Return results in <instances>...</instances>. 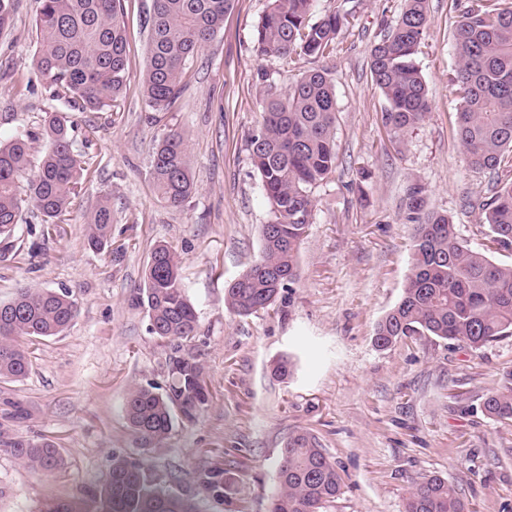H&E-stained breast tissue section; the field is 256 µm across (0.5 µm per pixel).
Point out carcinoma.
Instances as JSON below:
<instances>
[{
    "instance_id": "carcinoma-1",
    "label": "carcinoma",
    "mask_w": 512,
    "mask_h": 512,
    "mask_svg": "<svg viewBox=\"0 0 512 512\" xmlns=\"http://www.w3.org/2000/svg\"><path fill=\"white\" fill-rule=\"evenodd\" d=\"M315 0H269L255 38L261 57L320 59L334 50L351 12L335 10L312 23ZM232 0H152L147 20L148 65L142 87L150 105L166 111L181 90L184 66L224 26ZM453 28L460 103L457 133L471 168L496 176L491 196L480 203V222L490 245L512 252V9L466 6ZM15 0H0V32L13 26ZM428 22V0H403L394 25L370 50L369 69L386 106L383 123L401 137L417 127L429 109L426 83L414 62ZM36 66L57 93L89 110L112 106L127 81L126 26L121 0H40L35 21ZM265 93L263 119L249 151L261 177L271 220L262 226L259 258L224 289V302L239 316L270 307L298 278L300 246L313 223L312 188L336 165V95L324 69L305 72L284 94L270 75L257 73ZM50 141L37 172L27 175L32 134L0 144V242L14 236L30 210L42 216L44 235L76 196L81 167L64 122L46 119ZM158 199L182 206L195 192L184 137L159 139L151 155ZM424 188L407 192L406 220L413 224L410 272L399 302L376 324L373 340L386 349L402 338L435 336L479 350L512 336V265L497 264L471 249L447 215L424 211ZM90 248L103 250L112 239V206L102 197L85 218ZM130 306L145 311L148 332L164 343L165 384L129 390L125 414L138 448L164 442L174 422H193L207 406L205 366L194 352L198 315L180 284L179 258L160 244L149 257L143 285ZM77 314L67 292L20 288L0 301V381L26 377L29 348L63 333ZM483 411L496 421H512V366L486 396ZM0 447L23 465L51 477L62 469L54 442L23 433L0 432ZM199 481L207 495L224 498L230 478L204 469ZM335 463L305 432L282 452L279 488L269 512H327L341 494ZM49 512H201L199 503L173 495L142 457H117L100 493L81 508L59 502ZM404 512H466L456 487L440 476L414 483Z\"/></svg>"
}]
</instances>
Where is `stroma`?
<instances>
[{
	"label": "stroma",
	"instance_id": "1",
	"mask_svg": "<svg viewBox=\"0 0 512 512\" xmlns=\"http://www.w3.org/2000/svg\"><path fill=\"white\" fill-rule=\"evenodd\" d=\"M152 0H123L126 87L112 107L89 111L52 97L35 66L39 0H18L0 33V141L38 134L32 165L49 145L44 117L70 128L81 184L57 231L43 236L25 213L0 243V300L23 287L69 290L77 317L61 335L31 346L27 377L0 382V431L54 441L66 465L46 478L0 451V512H46L57 501L89 502L112 460L139 452L124 413L130 388L163 384V346L129 300L153 248L180 261L182 287L199 317L196 348L210 401L191 423L145 449L170 491L203 512H268L281 451L299 432L314 435L335 462L343 493L329 512H403L413 481L439 475L462 492L469 512H512V421L482 404L512 365V336L472 350L433 336L381 349L376 323L399 301L410 269L406 193L425 186V208L448 215L461 239L485 251L480 200L494 177L472 169L456 133L454 0H429L416 57L428 88L425 121L401 139L383 124L385 101L371 79L370 50L398 18L403 0H316L310 15H353L336 50L319 61L257 56L267 0H234L224 27L184 67L183 92L168 111L146 100L145 20ZM327 70L336 93V169L314 190V219L299 254V278L274 306L248 317L224 303L225 286L260 254L270 209L249 156L263 115L256 82L266 70L285 91L310 69ZM185 136L195 195L159 202L150 158L169 130ZM112 196V246L90 249L84 217ZM290 358L294 372L272 369ZM227 470L224 501L207 496L198 470Z\"/></svg>",
	"mask_w": 512,
	"mask_h": 512
}]
</instances>
